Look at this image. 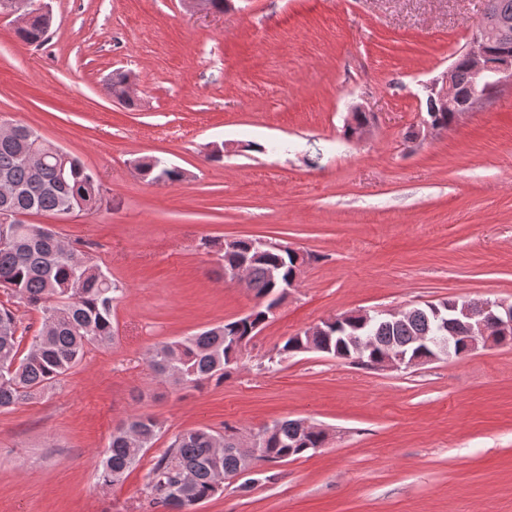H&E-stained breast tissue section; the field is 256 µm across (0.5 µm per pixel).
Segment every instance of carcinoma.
<instances>
[{
    "label": "carcinoma",
    "instance_id": "obj_1",
    "mask_svg": "<svg viewBox=\"0 0 512 512\" xmlns=\"http://www.w3.org/2000/svg\"><path fill=\"white\" fill-rule=\"evenodd\" d=\"M490 22L512 23V0H486ZM47 24L37 18L25 29L15 30L23 42L44 41ZM455 84L461 93L460 110L467 108L471 75L457 63ZM126 73L111 78L112 93L132 107L135 102L125 89ZM428 120L444 130L455 123L454 113L433 111L427 102ZM22 132L0 135V411L43 395L60 383L97 346L115 340L112 307L120 288L93 258L63 240L49 228L27 221L6 222L16 214L52 213L68 215L98 210L103 194L96 174L78 156L69 154L65 165L54 156L53 143L35 130L19 125ZM141 178L150 184L174 183L182 171L156 157L137 162ZM222 270L227 271L244 255L251 264L243 286L258 300L280 290L292 273L293 255L271 251L257 256L248 240L233 250L218 246ZM27 305L41 315V325L25 342L11 304ZM448 305L442 300L416 307L399 318L377 313L366 317L348 314L345 322L328 324L309 336L303 332L288 337L278 356L298 353L301 347L328 355L374 359L388 347L430 354L441 349L434 308ZM268 305L257 304L235 320L206 328L185 338L158 345L147 352V360L160 377H171L184 387L200 388L221 383L234 365L228 364L231 345L264 322ZM273 432L258 450L253 467L286 463L321 447V430L300 426L292 419L277 420ZM162 423L151 414H134L115 428L96 472L97 484L110 487L123 478L153 447ZM246 450L224 448V434L209 427L182 431L155 459L146 474V512H195L196 506L224 490V480L245 470Z\"/></svg>",
    "mask_w": 512,
    "mask_h": 512
}]
</instances>
